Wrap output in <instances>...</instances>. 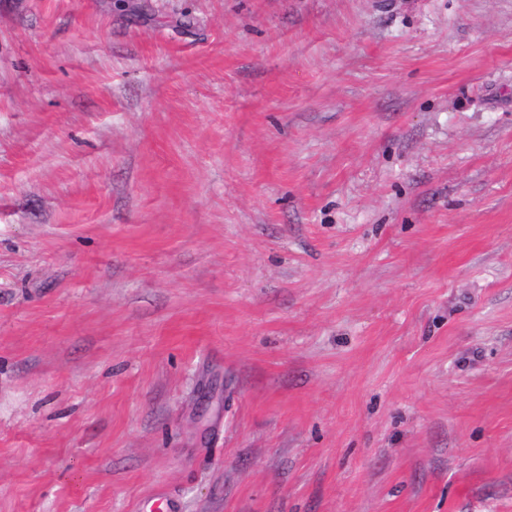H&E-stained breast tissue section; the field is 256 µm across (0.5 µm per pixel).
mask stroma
Listing matches in <instances>:
<instances>
[{
    "instance_id": "obj_1",
    "label": "stroma",
    "mask_w": 512,
    "mask_h": 512,
    "mask_svg": "<svg viewBox=\"0 0 512 512\" xmlns=\"http://www.w3.org/2000/svg\"><path fill=\"white\" fill-rule=\"evenodd\" d=\"M135 2L0 0V512H512V0Z\"/></svg>"
}]
</instances>
